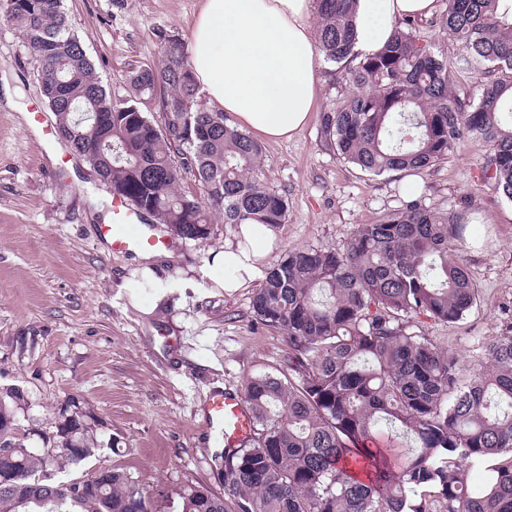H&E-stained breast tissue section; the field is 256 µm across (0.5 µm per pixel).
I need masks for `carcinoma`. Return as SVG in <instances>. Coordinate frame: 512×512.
Returning a JSON list of instances; mask_svg holds the SVG:
<instances>
[{
	"label": "carcinoma",
	"mask_w": 512,
	"mask_h": 512,
	"mask_svg": "<svg viewBox=\"0 0 512 512\" xmlns=\"http://www.w3.org/2000/svg\"><path fill=\"white\" fill-rule=\"evenodd\" d=\"M322 60L341 93L323 110L321 139L341 159L380 176L447 158L464 139L488 145L482 176L512 202V0H445L440 23L485 64L481 92L462 97L448 61L413 22L372 56L354 54V0H316ZM40 61L41 92L58 137L156 224L204 243L213 215L233 229L286 220L288 199L264 182L262 145L204 107L181 41L163 39L159 68L140 67L130 92L108 98L62 0H0ZM158 102L160 120L144 110ZM204 185L181 195L180 171ZM469 204L436 211L419 200L360 224L341 250L288 252L251 300L254 320L288 336L276 373L247 378L250 438L211 455L223 491L189 487L170 512H512V316L482 347L464 383L458 358L413 330L421 316L454 323L477 300L467 243ZM24 396L0 388V512H156L124 468L100 485L77 470L103 447L97 418L72 404L46 456L18 434ZM395 441L382 447L377 435ZM487 480L470 490L468 471Z\"/></svg>",
	"instance_id": "obj_1"
}]
</instances>
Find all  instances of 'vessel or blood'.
Returning a JSON list of instances; mask_svg holds the SVG:
<instances>
[{
  "label": "vessel or blood",
  "instance_id": "vessel-or-blood-1",
  "mask_svg": "<svg viewBox=\"0 0 512 512\" xmlns=\"http://www.w3.org/2000/svg\"><path fill=\"white\" fill-rule=\"evenodd\" d=\"M106 205L111 218L109 223L99 225L98 233L110 250H175V241L159 226L151 224L146 214L128 198L115 194L107 199ZM202 405L209 432L223 439L225 446H237L250 434L252 422L249 411L238 391L210 388L202 399Z\"/></svg>",
  "mask_w": 512,
  "mask_h": 512
}]
</instances>
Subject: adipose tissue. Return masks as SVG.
Returning <instances> with one entry per match:
<instances>
[{
    "mask_svg": "<svg viewBox=\"0 0 512 512\" xmlns=\"http://www.w3.org/2000/svg\"><path fill=\"white\" fill-rule=\"evenodd\" d=\"M437 9V0H356L355 52L376 54L400 21ZM313 12V0H202L187 53L208 108L256 137L291 139L316 106ZM239 235L211 258L228 292L264 276L275 241L262 224L240 225Z\"/></svg>",
    "mask_w": 512,
    "mask_h": 512,
    "instance_id": "1",
    "label": "adipose tissue"
}]
</instances>
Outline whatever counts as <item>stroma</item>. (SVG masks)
<instances>
[{"mask_svg": "<svg viewBox=\"0 0 512 512\" xmlns=\"http://www.w3.org/2000/svg\"><path fill=\"white\" fill-rule=\"evenodd\" d=\"M109 97L128 90L133 69L162 64L161 38L187 41L200 0H64ZM41 65L22 34L0 17V86L20 106L42 108ZM328 64L316 69L318 109L288 141H264V179L288 199L275 229V256L343 249L357 225L412 199L435 210L470 205L467 264L478 289L464 319L421 318L417 332L459 359L471 375L484 342L512 311V203L485 180L486 148L460 143L424 171L369 177L327 150L319 111L335 95ZM51 146L0 93V387L20 388L19 431L29 445L54 438L53 415L74 399L102 418L100 465L118 464L158 512L189 486L216 488L210 458L219 444L202 427L198 393L220 381L242 389L247 377L283 368L288 338L251 317L254 285L225 294L213 282L211 254L235 232L222 216L204 244L180 242L155 275L181 281L156 297L142 287L133 256L96 246L107 185L82 160L50 158ZM151 313H143L144 305Z\"/></svg>", "mask_w": 512, "mask_h": 512, "instance_id": "obj_1", "label": "stroma"}]
</instances>
